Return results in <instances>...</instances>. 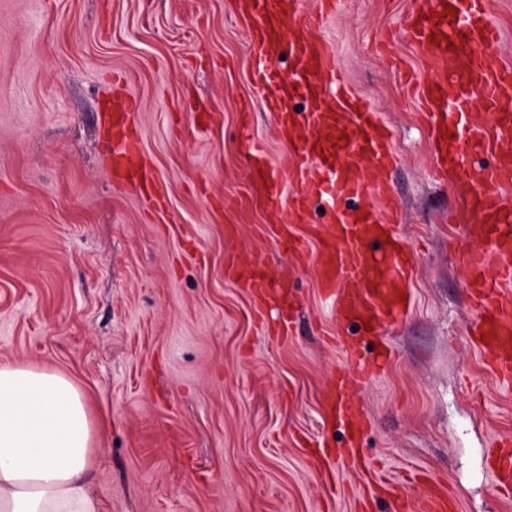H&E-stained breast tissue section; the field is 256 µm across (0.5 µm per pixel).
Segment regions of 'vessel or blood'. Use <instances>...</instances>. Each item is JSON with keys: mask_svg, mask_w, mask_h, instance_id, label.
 <instances>
[{"mask_svg": "<svg viewBox=\"0 0 512 512\" xmlns=\"http://www.w3.org/2000/svg\"><path fill=\"white\" fill-rule=\"evenodd\" d=\"M304 0H241L252 20L250 46L262 105L271 112L281 137L297 144L302 169L292 197L266 159L255 156L251 172L263 186L262 206L277 213L284 202L307 213L323 204L326 227L312 224L306 238L280 229L283 252L313 243V262L323 294L334 301L336 317L352 334L342 343L345 365L331 375L322 404L324 425L342 430L337 459L359 468L365 462L359 438L365 421L349 391L384 368L367 359L366 343L382 329L402 322L409 311L413 254L397 238L388 212L366 204L367 196L387 192L395 152L376 112L349 94L343 75L325 47L309 38L299 20ZM406 33L417 54L437 64L435 76L420 87L434 126L435 172L452 183L466 225L469 250L464 288L475 311L468 334L484 365L503 383L512 382V203L504 199L512 182V65L489 53L499 33L485 0H417L406 18ZM291 68L281 73L280 59ZM133 96L116 94L107 115L112 136V174L149 191L153 173L139 157L141 142L132 132ZM227 274L257 298L269 295L263 255L250 267L229 266ZM496 488L512 490V444L490 454ZM387 512H413L403 484L374 481Z\"/></svg>", "mask_w": 512, "mask_h": 512, "instance_id": "vessel-or-blood-1", "label": "vessel or blood"}]
</instances>
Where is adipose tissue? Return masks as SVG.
<instances>
[{
  "label": "adipose tissue",
  "instance_id": "ef3b65f1",
  "mask_svg": "<svg viewBox=\"0 0 512 512\" xmlns=\"http://www.w3.org/2000/svg\"><path fill=\"white\" fill-rule=\"evenodd\" d=\"M82 391L33 365H0V512H99L98 468Z\"/></svg>",
  "mask_w": 512,
  "mask_h": 512
}]
</instances>
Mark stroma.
I'll return each instance as SVG.
<instances>
[{"label": "stroma", "mask_w": 512, "mask_h": 512, "mask_svg": "<svg viewBox=\"0 0 512 512\" xmlns=\"http://www.w3.org/2000/svg\"><path fill=\"white\" fill-rule=\"evenodd\" d=\"M236 0H0V364L66 375L85 394L101 512H358L366 484L312 458L340 364L336 320L310 257L271 240L242 134L277 172L296 153L264 112L249 20ZM414 0H341L305 13L351 89L388 126L395 222L413 249L408 319L387 368L356 394L369 460L423 472L454 512H512L484 454L512 437V387L484 370L465 331L462 224L432 175L430 124L406 92L432 78L403 21ZM137 101L142 154L166 196L150 210L112 179L103 122L113 93ZM265 254L287 282L293 334L226 274Z\"/></svg>", "instance_id": "1"}]
</instances>
